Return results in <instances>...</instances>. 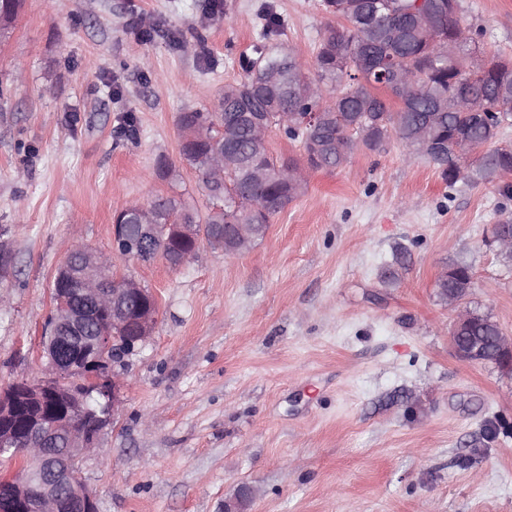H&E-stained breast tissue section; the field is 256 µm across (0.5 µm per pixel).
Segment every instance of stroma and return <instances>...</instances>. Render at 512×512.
<instances>
[{
  "label": "stroma",
  "mask_w": 512,
  "mask_h": 512,
  "mask_svg": "<svg viewBox=\"0 0 512 512\" xmlns=\"http://www.w3.org/2000/svg\"><path fill=\"white\" fill-rule=\"evenodd\" d=\"M512 56V0H462ZM312 61L321 0H25L0 41V388L41 375L51 281L75 244L112 251V217L171 191L209 203L179 155L180 113L211 111L268 17ZM167 156L173 184L156 181ZM512 173L455 187L397 139L311 172L249 250L118 267L154 293L119 417L82 461L99 512H512V371L455 353L477 311L512 334V265L493 241ZM474 288L451 307L442 272ZM448 267H455L456 272L451 277H442L437 282V288L442 299L448 295V291H453L451 288H467L470 280L469 272L471 269L464 264H452Z\"/></svg>",
  "instance_id": "obj_1"
}]
</instances>
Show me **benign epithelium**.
<instances>
[{"label":"benign epithelium","mask_w":512,"mask_h":512,"mask_svg":"<svg viewBox=\"0 0 512 512\" xmlns=\"http://www.w3.org/2000/svg\"><path fill=\"white\" fill-rule=\"evenodd\" d=\"M231 230L238 253L252 240L250 224H218ZM197 244L196 224L112 225V253L72 250L52 280L53 307L42 331L43 375L0 388V512H99L80 468L83 455L100 447L115 425L124 387L117 367L150 337L158 315L154 294L117 261L157 258L158 234ZM137 309L136 335H123L129 311ZM487 316L466 312L454 321L451 343L472 364L487 362L477 348L459 345L460 332ZM495 363L512 367V336L499 334Z\"/></svg>","instance_id":"7a95c632"}]
</instances>
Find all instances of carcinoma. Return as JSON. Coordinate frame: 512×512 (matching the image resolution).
<instances>
[{
  "mask_svg": "<svg viewBox=\"0 0 512 512\" xmlns=\"http://www.w3.org/2000/svg\"><path fill=\"white\" fill-rule=\"evenodd\" d=\"M23 4L0 0L3 37ZM323 7L343 25L325 27L312 65L270 42L265 31L241 64V80L224 85L207 124L198 112L179 115V154L201 173L208 211L202 215L169 194L151 201L156 223L206 226L219 215L225 224H258L263 235L271 217L305 192L307 184L290 178L253 180L256 169L275 170L278 157L268 147L254 146L245 112L266 113L271 129L288 113V139L301 151L299 158L288 157L291 169H335L354 150L377 151L393 136L413 151L417 130L429 124L443 155L428 160L448 186L493 183L512 172V145L500 143L502 130L512 125V59L469 36L461 0H433L435 28L426 34L413 23L416 0H323ZM374 58L384 62L379 73L369 66ZM305 112H326L331 119L302 128L297 116ZM226 139L232 142L226 181L214 184L208 178L209 155ZM463 165L470 174L460 180L456 171ZM455 268L454 275L437 282L442 297L470 280L468 266ZM499 332L490 320L473 324L465 335L491 346Z\"/></svg>",
  "mask_w": 512,
  "mask_h": 512,
  "instance_id": "1",
  "label": "carcinoma"
}]
</instances>
